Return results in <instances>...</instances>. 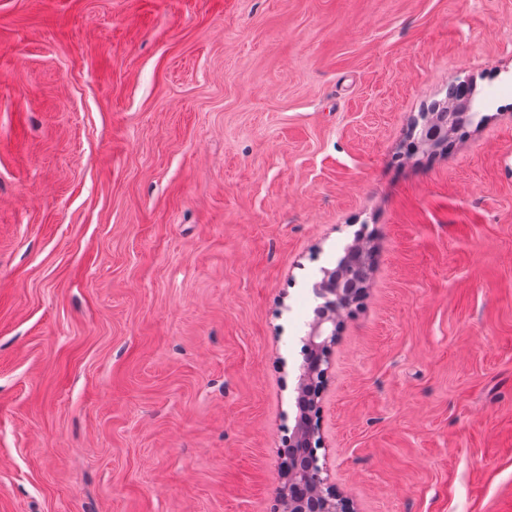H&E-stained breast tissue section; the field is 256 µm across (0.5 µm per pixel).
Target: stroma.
Segmentation results:
<instances>
[{
  "instance_id": "35a3bbf8",
  "label": "stroma",
  "mask_w": 512,
  "mask_h": 512,
  "mask_svg": "<svg viewBox=\"0 0 512 512\" xmlns=\"http://www.w3.org/2000/svg\"><path fill=\"white\" fill-rule=\"evenodd\" d=\"M359 238L332 482L512 512V0H0V512H270Z\"/></svg>"
}]
</instances>
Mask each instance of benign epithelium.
I'll list each match as a JSON object with an SVG mask.
<instances>
[{
	"label": "benign epithelium",
	"mask_w": 512,
	"mask_h": 512,
	"mask_svg": "<svg viewBox=\"0 0 512 512\" xmlns=\"http://www.w3.org/2000/svg\"><path fill=\"white\" fill-rule=\"evenodd\" d=\"M349 277L350 271L341 261L336 268L323 271L314 286L322 303L305 337L307 350L296 377L295 424L288 437L292 451L285 466L286 488L276 497L274 512H351L349 502L328 480L327 462L317 456L323 436L321 426L310 419L319 409L342 311L361 297L356 289L344 287Z\"/></svg>",
	"instance_id": "1"
}]
</instances>
